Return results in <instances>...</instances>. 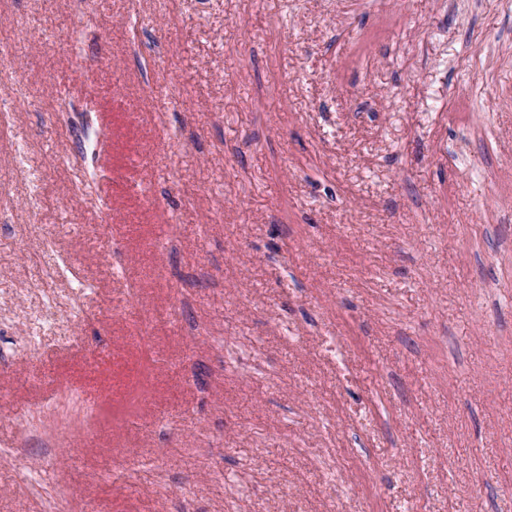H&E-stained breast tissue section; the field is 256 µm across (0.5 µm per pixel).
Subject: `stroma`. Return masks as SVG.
Here are the masks:
<instances>
[{"mask_svg": "<svg viewBox=\"0 0 512 512\" xmlns=\"http://www.w3.org/2000/svg\"><path fill=\"white\" fill-rule=\"evenodd\" d=\"M1 29L0 512H512V0Z\"/></svg>", "mask_w": 512, "mask_h": 512, "instance_id": "35a3bbf8", "label": "stroma"}]
</instances>
